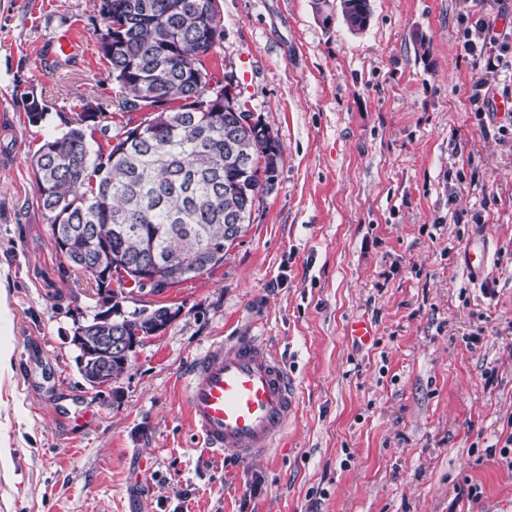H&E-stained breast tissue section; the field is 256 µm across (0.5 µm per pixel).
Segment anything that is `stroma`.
Wrapping results in <instances>:
<instances>
[{
	"label": "stroma",
	"instance_id": "1",
	"mask_svg": "<svg viewBox=\"0 0 512 512\" xmlns=\"http://www.w3.org/2000/svg\"><path fill=\"white\" fill-rule=\"evenodd\" d=\"M370 4L353 32L314 0H219L204 64L270 127L278 178L211 274L133 292L128 308L179 315L94 388L70 338L96 290L57 250L29 159L79 99H116L104 23L95 0H0V512H512V463L486 453L512 434V117L495 113L512 73L472 101L461 25L512 27V0ZM65 35L79 53H55ZM29 93L46 121L29 123ZM357 318L369 343L346 334ZM249 331L282 356L297 409L245 463L197 447L181 379Z\"/></svg>",
	"mask_w": 512,
	"mask_h": 512
}]
</instances>
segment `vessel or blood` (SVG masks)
Listing matches in <instances>:
<instances>
[{
  "instance_id": "vessel-or-blood-1",
  "label": "vessel or blood",
  "mask_w": 512,
  "mask_h": 512,
  "mask_svg": "<svg viewBox=\"0 0 512 512\" xmlns=\"http://www.w3.org/2000/svg\"><path fill=\"white\" fill-rule=\"evenodd\" d=\"M183 379L198 446L243 461L266 456L296 410L288 372L260 336L212 341Z\"/></svg>"
}]
</instances>
